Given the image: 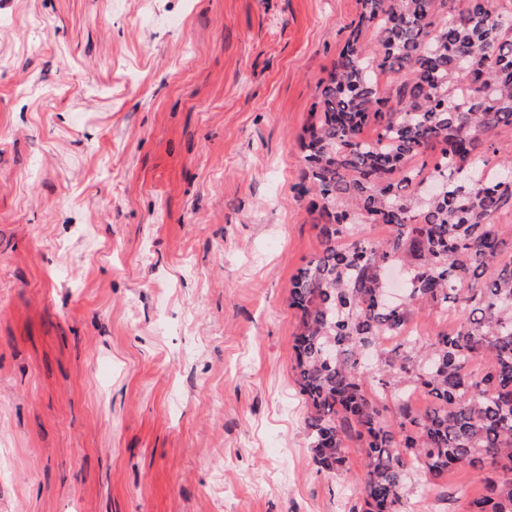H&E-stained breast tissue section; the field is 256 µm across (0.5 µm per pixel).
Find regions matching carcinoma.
Returning <instances> with one entry per match:
<instances>
[{
    "instance_id": "carcinoma-1",
    "label": "carcinoma",
    "mask_w": 512,
    "mask_h": 512,
    "mask_svg": "<svg viewBox=\"0 0 512 512\" xmlns=\"http://www.w3.org/2000/svg\"><path fill=\"white\" fill-rule=\"evenodd\" d=\"M360 4L300 140L319 250L288 301L310 448L335 472L361 442L349 512H409L413 472L436 488L459 468L482 482L466 512H512V232L495 223L512 210V158L489 165L512 128V0ZM385 73L400 80L382 92ZM419 303L456 320L422 342L407 334Z\"/></svg>"
}]
</instances>
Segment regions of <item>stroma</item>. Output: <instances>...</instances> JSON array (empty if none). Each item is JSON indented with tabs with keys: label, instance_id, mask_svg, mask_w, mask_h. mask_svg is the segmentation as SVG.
Returning a JSON list of instances; mask_svg holds the SVG:
<instances>
[{
	"label": "stroma",
	"instance_id": "obj_1",
	"mask_svg": "<svg viewBox=\"0 0 512 512\" xmlns=\"http://www.w3.org/2000/svg\"><path fill=\"white\" fill-rule=\"evenodd\" d=\"M116 1L0 0V512H349L288 295L359 0ZM412 482L413 512L481 486Z\"/></svg>",
	"mask_w": 512,
	"mask_h": 512
}]
</instances>
